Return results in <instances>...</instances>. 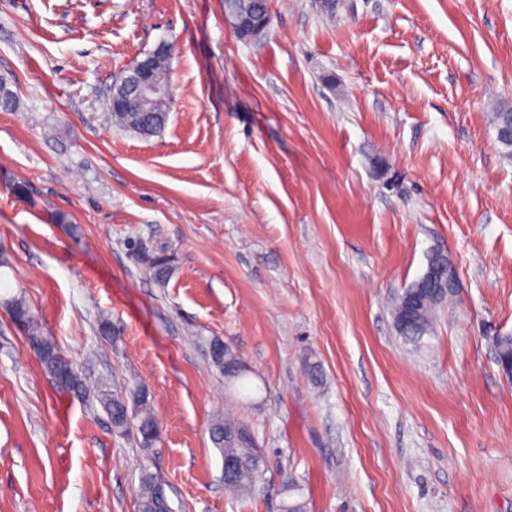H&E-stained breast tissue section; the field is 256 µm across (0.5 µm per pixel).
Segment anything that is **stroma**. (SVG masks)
<instances>
[{"mask_svg": "<svg viewBox=\"0 0 512 512\" xmlns=\"http://www.w3.org/2000/svg\"><path fill=\"white\" fill-rule=\"evenodd\" d=\"M269 9L243 40L224 0H0V512H138L144 465L174 512H280L288 480L309 512H512V0ZM164 42L169 118L143 137L105 99ZM437 251L457 293L414 346L392 303ZM15 298L89 384L149 390L153 447L56 389ZM218 415L265 456L253 498L224 490ZM493 123L496 141L503 147L506 155L512 156V109L500 108L498 112H494ZM134 254L145 270L158 282L164 283L171 271L170 258L163 250H152L142 242L133 244ZM210 357L213 365L216 368H218L219 371H221L224 374L225 370V374L229 375L232 378L231 382L241 380L245 377V370H240L234 373L228 371V365L230 361H238L239 359L233 354V352L228 347L224 346L223 342L215 340L212 343Z\"/></svg>", "mask_w": 512, "mask_h": 512, "instance_id": "obj_1", "label": "stroma"}]
</instances>
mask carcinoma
I'll list each match as a JSON object with an SVG mask.
<instances>
[{
	"label": "carcinoma",
	"instance_id": "carcinoma-1",
	"mask_svg": "<svg viewBox=\"0 0 512 512\" xmlns=\"http://www.w3.org/2000/svg\"><path fill=\"white\" fill-rule=\"evenodd\" d=\"M224 7L228 11L249 10L254 16L268 12L267 0H224ZM169 59L170 52L166 50L158 48L151 53V67L163 80L170 76ZM112 91L127 97L126 108L110 110L112 119L120 126L141 136H151L164 127L170 103L168 96L157 94L137 97L133 93L129 94L121 77L113 81ZM493 123L496 141L506 155L512 156V109L502 108L494 113ZM133 251L157 282L162 284L168 279L170 258L164 251L152 250L139 241L134 242ZM416 292L419 293L416 309L407 313L406 297ZM454 293V289L438 284L421 293L419 282H413L397 297L392 308L396 316L397 334L409 343H418L429 331L437 308L446 304ZM12 312L15 319L25 326L30 346L44 371L58 387L82 399L91 393L95 394L110 417L114 432L126 434L134 430L140 436L142 447L149 448L155 444L160 435L159 423L144 388L139 387L133 391L131 407L123 396L112 391L105 383L90 388L82 374L69 370L67 356L51 337L43 334L36 318L23 301H13ZM496 348L498 366L507 367L512 361V338L500 337L496 341ZM210 357L213 365L221 372L228 370L229 363L237 360L233 352L219 340L212 343ZM241 429H245V426L217 417L210 425V438L222 456H233L239 461V474L224 479V486L236 494L249 495L263 479L266 461L253 435L245 438L237 436ZM282 495L284 499L281 501L280 512H307L306 499L293 481H288L284 486ZM138 508L139 512H172L164 483L147 466L139 474Z\"/></svg>",
	"mask_w": 512,
	"mask_h": 512
}]
</instances>
